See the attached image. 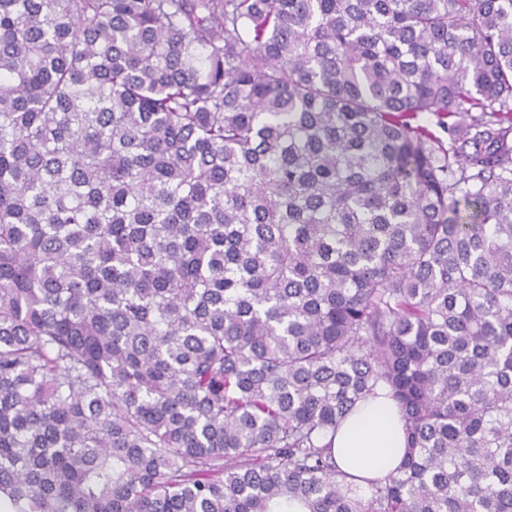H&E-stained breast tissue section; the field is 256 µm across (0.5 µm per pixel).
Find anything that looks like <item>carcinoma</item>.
Returning <instances> with one entry per match:
<instances>
[{"label": "carcinoma", "mask_w": 512, "mask_h": 512, "mask_svg": "<svg viewBox=\"0 0 512 512\" xmlns=\"http://www.w3.org/2000/svg\"><path fill=\"white\" fill-rule=\"evenodd\" d=\"M0 509L512 512V0H0ZM332 448L338 467L361 485L386 476L405 450L395 403L381 397L358 404L339 426Z\"/></svg>", "instance_id": "cac0c4a2"}]
</instances>
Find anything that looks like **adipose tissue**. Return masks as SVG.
<instances>
[{"mask_svg":"<svg viewBox=\"0 0 512 512\" xmlns=\"http://www.w3.org/2000/svg\"><path fill=\"white\" fill-rule=\"evenodd\" d=\"M332 448L338 467L350 476L359 480L386 476L405 450L395 404L383 397L358 404L339 426Z\"/></svg>","mask_w":512,"mask_h":512,"instance_id":"1","label":"adipose tissue"}]
</instances>
